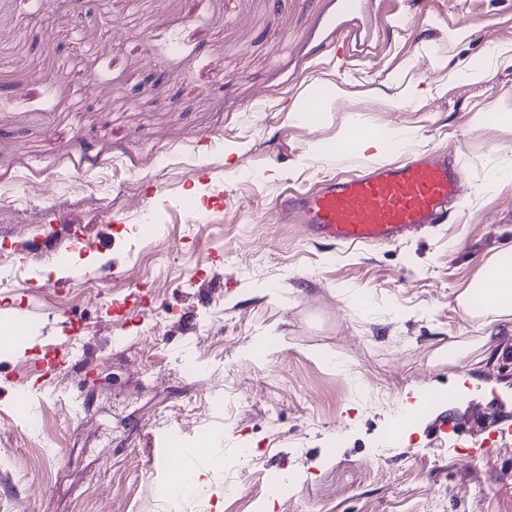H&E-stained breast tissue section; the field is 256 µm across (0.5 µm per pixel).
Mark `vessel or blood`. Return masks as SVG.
I'll use <instances>...</instances> for the list:
<instances>
[{"mask_svg":"<svg viewBox=\"0 0 512 512\" xmlns=\"http://www.w3.org/2000/svg\"><path fill=\"white\" fill-rule=\"evenodd\" d=\"M458 192L455 166L410 157L301 197L295 216L334 243H394L441 222Z\"/></svg>","mask_w":512,"mask_h":512,"instance_id":"1","label":"vessel or blood"}]
</instances>
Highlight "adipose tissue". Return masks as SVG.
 Returning <instances> with one entry per match:
<instances>
[{"label": "adipose tissue", "mask_w": 512, "mask_h": 512, "mask_svg": "<svg viewBox=\"0 0 512 512\" xmlns=\"http://www.w3.org/2000/svg\"><path fill=\"white\" fill-rule=\"evenodd\" d=\"M415 132L406 128H389L383 134L367 132L358 120L341 130L335 144L312 142L310 155L328 161L357 155L380 162L392 155H401L415 144ZM463 314L475 323L480 337L477 343L457 344L448 352L449 364L467 358L475 344H487L491 338L512 339V248L498 252L478 270L475 280L456 298Z\"/></svg>", "instance_id": "ef3b65f1"}]
</instances>
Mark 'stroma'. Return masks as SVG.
Here are the masks:
<instances>
[{
  "mask_svg": "<svg viewBox=\"0 0 512 512\" xmlns=\"http://www.w3.org/2000/svg\"><path fill=\"white\" fill-rule=\"evenodd\" d=\"M493 48L512 51V0H0V248L20 276L0 285V512H165L202 461L212 493L181 512H512V339L448 365L477 336L458 292L512 247V180L494 178L512 67ZM327 80L341 101L295 124ZM410 83L420 99L388 109ZM354 116L458 163L443 224L336 246L286 219L287 199L373 170L307 156ZM98 233L106 250L71 242ZM40 273L57 288L21 286ZM419 399L433 410L395 440ZM244 441L257 459L228 498Z\"/></svg>",
  "mask_w": 512,
  "mask_h": 512,
  "instance_id": "35a3bbf8",
  "label": "stroma"
}]
</instances>
